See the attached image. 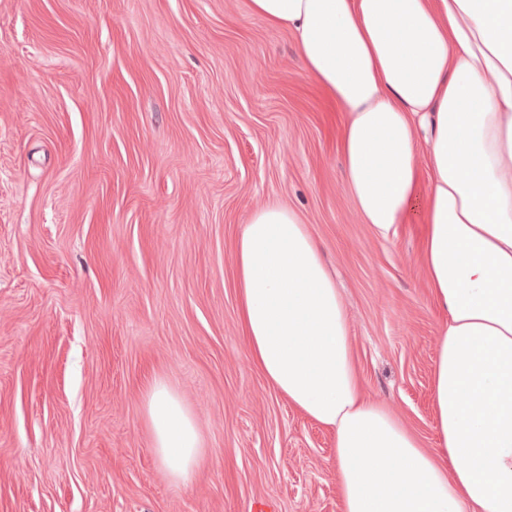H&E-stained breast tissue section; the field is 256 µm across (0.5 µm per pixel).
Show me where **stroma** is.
I'll use <instances>...</instances> for the list:
<instances>
[{"label":"stroma","instance_id":"1","mask_svg":"<svg viewBox=\"0 0 512 512\" xmlns=\"http://www.w3.org/2000/svg\"><path fill=\"white\" fill-rule=\"evenodd\" d=\"M339 128L249 0H0V512H341L332 434L239 332L235 240L270 202L309 224L368 392L437 447L422 227L360 222ZM157 377L207 448L179 484ZM145 412L158 463L173 482L186 481L205 451L192 411L174 388L157 378L146 391Z\"/></svg>","mask_w":512,"mask_h":512}]
</instances>
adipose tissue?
Segmentation results:
<instances>
[{
    "instance_id": "1",
    "label": "adipose tissue",
    "mask_w": 512,
    "mask_h": 512,
    "mask_svg": "<svg viewBox=\"0 0 512 512\" xmlns=\"http://www.w3.org/2000/svg\"><path fill=\"white\" fill-rule=\"evenodd\" d=\"M297 39L342 113L359 219L381 240L423 227L446 319L434 361L439 446L367 391L347 313L310 227L269 204L235 244L247 359L334 435L341 512H512V0H250ZM160 466L188 479L205 451L192 411L154 379Z\"/></svg>"
}]
</instances>
